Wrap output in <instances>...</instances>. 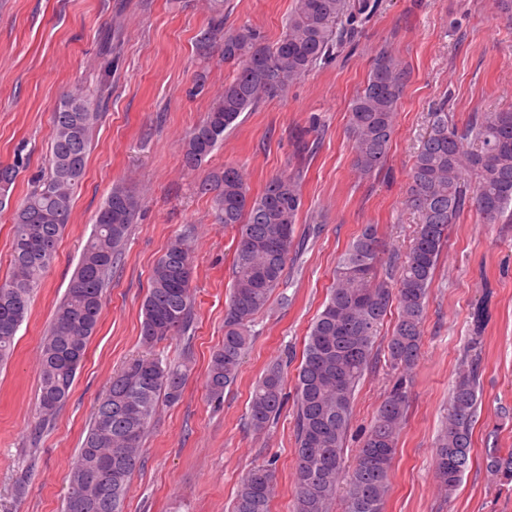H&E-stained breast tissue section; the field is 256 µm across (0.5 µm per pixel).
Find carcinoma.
I'll return each instance as SVG.
<instances>
[{
  "label": "carcinoma",
  "instance_id": "1",
  "mask_svg": "<svg viewBox=\"0 0 512 512\" xmlns=\"http://www.w3.org/2000/svg\"><path fill=\"white\" fill-rule=\"evenodd\" d=\"M354 18L350 0H294L285 33L272 47L249 26L224 31V63L233 68V75L215 106L189 133L185 164L197 167L224 141V132L242 113L283 94L329 59L333 50L354 37ZM119 51V42L107 41L101 53L98 97L91 98L76 86L53 109L47 172L14 212L12 271L0 282V362L10 356L31 299L70 222L75 189L85 173ZM408 77L393 52L381 49L372 59L364 88L350 103L353 165L364 176L377 174L384 165ZM22 163L18 157L11 165H0V204ZM301 183L300 173L284 171L254 196L239 170L230 165L202 183V190L213 193L220 223L237 231L224 343L212 355L206 377L208 396L214 400L223 398L238 377L252 323L282 280L302 207ZM406 203L419 224L395 282L377 277L381 244L376 228L365 225L339 258L324 308L305 336L296 384L293 512H331L340 494L346 512H382L397 437L407 415L405 379L389 390L349 465L344 439L354 393L372 359L384 317L394 305L399 316L386 340L388 360L405 375L415 365L429 286L448 226L469 206L489 224L498 223L512 206V110L477 114L461 129L448 113H433L414 157ZM140 206L134 188L115 183L97 212L75 274L43 337L38 391L42 425L70 396L99 323L112 269L123 260ZM192 314L191 249L176 238L153 268L142 303L143 343L152 347L187 332ZM283 383L278 364L270 365L259 379L248 415L254 431H266L279 415ZM185 384L181 369L151 354L129 360L112 376L71 468L64 512H123L149 423L161 401L180 400ZM478 393V365L472 359L459 368L435 448L434 478L448 498L471 463ZM489 467L512 478V451L490 457ZM275 484L271 469H251L241 479L232 512H270ZM76 503L80 508H74Z\"/></svg>",
  "mask_w": 512,
  "mask_h": 512
}]
</instances>
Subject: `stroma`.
<instances>
[{
    "label": "stroma",
    "instance_id": "obj_1",
    "mask_svg": "<svg viewBox=\"0 0 512 512\" xmlns=\"http://www.w3.org/2000/svg\"><path fill=\"white\" fill-rule=\"evenodd\" d=\"M292 6L293 0H224L218 15L211 0H0V165L25 159L0 204V281L11 272L13 212L48 166L52 110L75 86L98 90L102 35L114 23L122 29L108 107L94 131L71 222L14 352L0 365V512H62L94 406L113 373L143 351L141 305L157 259L177 237L192 247L193 325L155 351L164 361L186 363L189 372L180 401L160 405L148 429L124 512H232L242 476L259 465L275 472L271 512H292L296 376L340 256L363 225L373 224L385 245L379 271L395 274L393 258L405 254L416 230L406 205L409 173L432 112H448L461 127L475 113L512 109V18L497 12L496 0H378L363 17L356 45L284 95L242 113L200 168H186L184 138L232 74L221 43L199 50L201 31L247 25L272 44ZM384 47L406 65L409 79L385 169L365 178L353 167L348 107ZM228 164L255 195L275 175L300 172L303 205L282 282L255 319L236 382L215 402L206 373L224 343L236 232L217 222L212 196L200 185ZM117 182L136 189L141 209L72 393L42 426L36 409L42 338ZM484 300L489 315L477 327L472 312ZM468 357L480 366L473 464L448 499L433 480L435 441ZM274 362L284 367L283 408L257 434L248 425L250 398ZM398 377L377 350L355 392L348 454L360 448ZM407 394L383 512H512V481L487 465L491 454L512 449V219L489 224L471 207L449 226ZM21 478L26 490L19 498Z\"/></svg>",
    "mask_w": 512,
    "mask_h": 512
}]
</instances>
